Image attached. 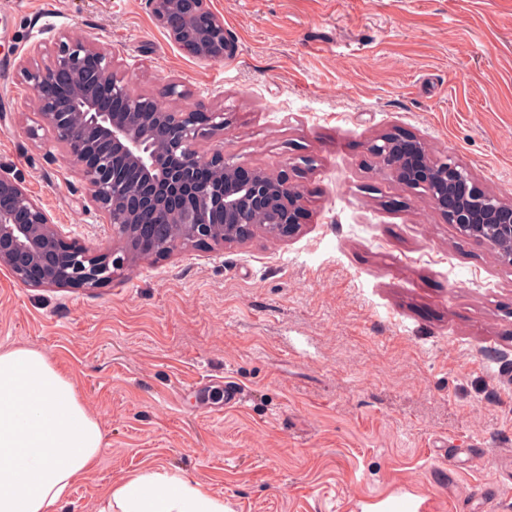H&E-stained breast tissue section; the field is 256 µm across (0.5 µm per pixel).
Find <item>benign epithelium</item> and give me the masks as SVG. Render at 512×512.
<instances>
[{"label": "benign epithelium", "mask_w": 512, "mask_h": 512, "mask_svg": "<svg viewBox=\"0 0 512 512\" xmlns=\"http://www.w3.org/2000/svg\"><path fill=\"white\" fill-rule=\"evenodd\" d=\"M156 25L172 44L210 64L224 62L232 39L212 0H147ZM16 69L28 97L37 104L34 136L45 130L65 165L81 172L84 203L97 210L118 245L94 251L56 224L52 211L34 197L12 169L0 166V269L30 288H101L141 258L136 241H147L156 224L176 218L180 233L195 247L244 242L261 233L290 236L301 223L305 195L290 170L272 176L246 169L199 143L224 131V111L173 108L168 96L137 95L114 56L90 36L64 33L52 49L40 44L22 55ZM401 140L384 136L370 145L379 167L409 190L422 188L445 222L483 243L512 264V204L476 184L451 157L423 160L402 152ZM126 158L140 173L139 188L112 168V155ZM224 171L215 188L197 179L203 168ZM207 202L224 210V224L209 223Z\"/></svg>", "instance_id": "benign-epithelium-1"}]
</instances>
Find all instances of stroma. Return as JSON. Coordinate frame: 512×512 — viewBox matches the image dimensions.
Segmentation results:
<instances>
[{"instance_id":"35a3bbf8","label":"stroma","mask_w":512,"mask_h":512,"mask_svg":"<svg viewBox=\"0 0 512 512\" xmlns=\"http://www.w3.org/2000/svg\"><path fill=\"white\" fill-rule=\"evenodd\" d=\"M212 2L236 47L217 65L146 0H0V164L72 239L110 244L79 173L28 135L15 69L65 32L96 38L135 93L174 83L177 107L224 110L225 154L294 167L307 197L291 237L180 247L101 288L0 270V348L49 355L105 435L52 512H97L145 468L226 512H512V266L368 151L414 135L512 203V0Z\"/></svg>"}]
</instances>
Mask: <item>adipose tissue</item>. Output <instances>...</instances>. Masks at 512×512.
<instances>
[{
  "instance_id": "obj_1",
  "label": "adipose tissue",
  "mask_w": 512,
  "mask_h": 512,
  "mask_svg": "<svg viewBox=\"0 0 512 512\" xmlns=\"http://www.w3.org/2000/svg\"><path fill=\"white\" fill-rule=\"evenodd\" d=\"M104 449L70 376L36 348H0V512H51ZM100 512H224V503L176 473L145 469L112 486Z\"/></svg>"
}]
</instances>
